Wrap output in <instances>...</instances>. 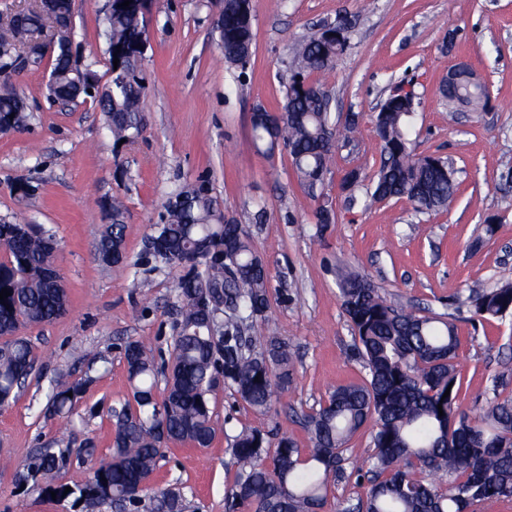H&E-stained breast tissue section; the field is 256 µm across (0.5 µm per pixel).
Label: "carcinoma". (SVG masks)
I'll return each instance as SVG.
<instances>
[{
  "label": "carcinoma",
  "instance_id": "carcinoma-1",
  "mask_svg": "<svg viewBox=\"0 0 512 512\" xmlns=\"http://www.w3.org/2000/svg\"><path fill=\"white\" fill-rule=\"evenodd\" d=\"M69 0H56L54 17L29 7L0 26V69L25 62L16 46L20 21L27 36L39 38L51 26L68 19ZM110 93L93 102L111 116L114 141L130 143L140 134L143 85L139 50L146 32L137 3L118 6L105 16ZM354 22L347 16L324 21L298 43L285 63L283 104L275 111L253 110L252 140L260 152L285 150L300 184L312 196L324 184L332 148L324 135L333 128L319 76L349 47ZM218 45L228 69L245 70L255 48L253 14L245 0H224V16L216 25ZM68 50L57 49L52 70L55 92L63 101L91 97L79 87ZM405 82L391 84L381 101L375 131L381 160L367 192L370 205L406 198L419 212L444 211L456 199V169L439 156L413 154L412 134L417 105L415 91L400 94ZM450 107L472 109L489 95L465 77L439 88ZM26 112L18 96L0 98V122L19 124ZM366 178L355 166L340 184L355 198ZM124 225L115 221L100 239L98 252L124 249ZM52 235L21 231L18 224H0V405L19 391L31 373L35 356L29 341L18 335L29 324L49 322L67 311L62 283L51 286L45 271L53 261ZM150 255L169 265L181 264L177 282L181 301L175 320L173 360L165 376L164 395L157 400V370L145 344L125 346L124 358L133 403L116 420L111 459L91 463L81 498L98 504L138 500L158 461V446L190 442L208 447L216 433L210 396L216 365L224 384L254 412L266 415L274 405L273 387L292 382L288 344L265 336L254 344L246 333L269 309L270 275L265 260L253 249L242 225L212 204L202 184L180 189L166 204L164 222L147 239ZM341 306L354 331L356 355L366 377L328 392L319 408L303 416L312 448L304 450L288 434L276 441L260 429L242 430L232 437L237 465L226 512H321L331 484L344 477L343 464L350 439L367 423L371 432L370 472L373 478L358 499V512H486L500 502H512V396L497 400L479 417L460 409L463 378L455 359L459 348L454 324L434 315L398 310L386 303L364 277L343 276ZM475 315L499 317L512 312V283L491 290H470ZM449 396H444L445 391ZM72 396H67V393ZM82 394V383L52 389L50 407L68 421ZM70 450L48 448L29 463L44 490L63 496L56 478L69 461ZM165 512H184L181 497L160 492Z\"/></svg>",
  "mask_w": 512,
  "mask_h": 512
}]
</instances>
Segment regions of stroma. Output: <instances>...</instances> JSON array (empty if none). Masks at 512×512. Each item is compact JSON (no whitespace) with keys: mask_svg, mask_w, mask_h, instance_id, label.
Instances as JSON below:
<instances>
[{"mask_svg":"<svg viewBox=\"0 0 512 512\" xmlns=\"http://www.w3.org/2000/svg\"><path fill=\"white\" fill-rule=\"evenodd\" d=\"M107 0H75L78 58L108 83L104 29ZM256 34L246 72L228 70L214 32L212 0H153L144 128L131 144L112 141L106 117L91 102L67 107L48 98L46 68L0 77V88L28 106L20 129L0 133V224H38L57 243L56 263L69 307L56 320L22 329L36 364L24 389L0 407V512H115L69 497L52 499L28 475L42 448L76 453L59 476L76 488L89 463L109 460L115 420L110 410L131 400L124 348L145 340L150 355L170 356L181 270L151 269L143 249L170 196L205 181L216 208L233 216L265 258L270 309L257 321L264 336L289 343L294 379L277 390L271 413L260 415L233 389L220 385L210 406L216 427L209 447L166 448L137 506L158 512L159 494L179 492L186 512H225L235 479L230 438L260 428L293 436L310 448L304 413L318 408L330 388L362 381L353 332L338 298L348 271L367 278L398 308L445 317L460 340L457 367L464 377L461 407L478 415L496 395H512V314L481 319L467 302L474 285L512 282V0H253ZM355 21L350 47L321 81L334 97L332 123L358 117L354 134L338 135L323 194L335 222L318 230L316 203L297 180L286 153L266 157L251 140L256 105L276 108L292 44L324 20ZM468 65L487 84L489 101L475 111H449L438 93L448 71ZM413 82L419 96L418 155L452 160L459 189L450 210L421 213L405 199L348 204L338 189L345 170L374 174L381 160L374 116L390 83ZM31 186L29 195L20 187ZM121 198L127 264L106 267L96 257L111 224L105 206ZM497 214L493 236L483 223ZM85 383L69 424L49 407L54 383ZM371 426L350 441L348 480L332 485L325 512H356L368 484ZM92 460V461H93Z\"/></svg>","mask_w":512,"mask_h":512,"instance_id":"obj_1","label":"stroma"}]
</instances>
